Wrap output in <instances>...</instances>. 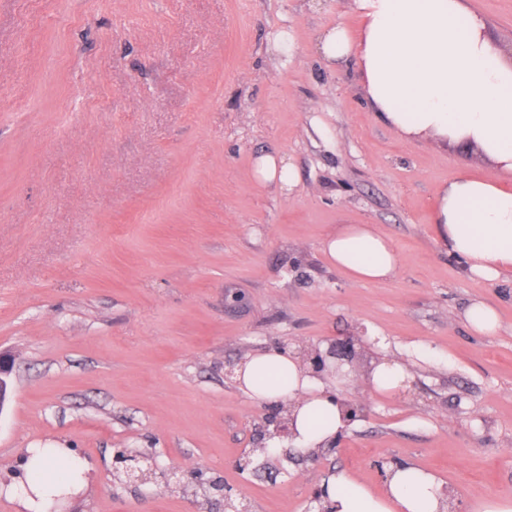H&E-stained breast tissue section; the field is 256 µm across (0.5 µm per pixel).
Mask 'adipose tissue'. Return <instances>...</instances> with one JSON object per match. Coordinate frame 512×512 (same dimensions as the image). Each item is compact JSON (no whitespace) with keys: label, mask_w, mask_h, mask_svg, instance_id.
<instances>
[{"label":"adipose tissue","mask_w":512,"mask_h":512,"mask_svg":"<svg viewBox=\"0 0 512 512\" xmlns=\"http://www.w3.org/2000/svg\"><path fill=\"white\" fill-rule=\"evenodd\" d=\"M358 32L327 31L320 50L328 60H355L363 95L382 120L407 141L432 139L474 148L492 164L480 178L445 185L434 224L442 245L470 274L494 282L512 273V62L488 32L484 18L464 0H359ZM322 249L352 281L392 277L399 256L369 224H348ZM240 391L257 402L282 403L291 415L300 450L327 445L347 427L327 382L297 355L269 351L247 357L235 370ZM26 484L0 485V495L20 498L26 512H46L66 483L87 480L86 466L65 448L26 451ZM376 493L348 474L324 479L329 512H451L453 492L410 463L390 465Z\"/></svg>","instance_id":"adipose-tissue-1"}]
</instances>
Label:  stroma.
I'll use <instances>...</instances> for the list:
<instances>
[{
  "instance_id": "stroma-1",
  "label": "stroma",
  "mask_w": 512,
  "mask_h": 512,
  "mask_svg": "<svg viewBox=\"0 0 512 512\" xmlns=\"http://www.w3.org/2000/svg\"><path fill=\"white\" fill-rule=\"evenodd\" d=\"M468 6L512 55V0ZM359 23L356 0H0L1 483L24 449L53 447L89 475L56 512H224L215 480L250 512H315L337 471L382 491V459L438 475L461 512L512 494V277H472L432 224L442 186L492 167L403 141L356 65L324 59L319 33ZM267 153L294 165L291 189L255 178ZM347 224L392 243L393 278L327 260ZM475 299L496 335L465 323ZM350 336L362 364L405 363L408 386L337 385L362 411L314 462L226 370ZM261 442L273 455L237 470ZM122 449L206 495L127 482ZM464 319L481 336L496 335L501 327L495 308L482 300L473 301L465 309Z\"/></svg>"
}]
</instances>
